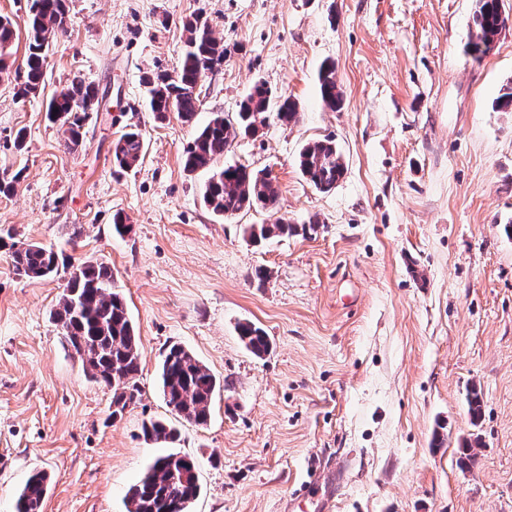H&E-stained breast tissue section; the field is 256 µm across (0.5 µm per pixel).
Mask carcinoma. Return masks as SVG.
Masks as SVG:
<instances>
[{"label":"carcinoma","mask_w":512,"mask_h":512,"mask_svg":"<svg viewBox=\"0 0 512 512\" xmlns=\"http://www.w3.org/2000/svg\"><path fill=\"white\" fill-rule=\"evenodd\" d=\"M27 59L25 80L16 93L37 92L43 82L44 63L50 44L46 35L57 38L68 20L67 0H28ZM508 16L501 0H476L472 16L474 34L465 52L490 47L506 27ZM188 33L175 74L160 72L147 81L150 110L158 120L175 112L187 124L195 123L200 106L193 92L200 78L224 65V44L212 30L194 17L182 22ZM15 39L9 18L0 16V61L9 54ZM318 86L322 103L331 110L342 106L343 98L331 61L321 64ZM98 103L96 91L80 79L55 92L47 109L48 120L63 130L64 147L76 150L83 142V128L88 113ZM273 112L283 122L297 118V104L274 93L257 80L231 114L217 112L197 132L184 152V170L189 173L209 172L204 183L202 201L215 216L229 219L243 211L276 209L278 189L263 171L244 165L215 167L224 157L230 142L240 134L255 131L257 118ZM146 144L138 128L124 131L112 154L113 165L120 170L136 167L144 158ZM306 179L319 191L327 193L344 176L346 165L336 143L327 138L305 145L298 158ZM319 223L310 221L300 227L278 221L274 224H244L243 237L261 244L275 237L294 236L298 231L317 232ZM0 248L11 254L15 273L32 280H65L57 308L51 313L52 323L62 329L66 344L82 362L89 379L112 388V415L117 416L140 396L137 376L140 371L139 336L128 314L125 298L114 285L112 269L104 263L82 262L77 265L50 246L0 236ZM238 336L254 355H264L270 347L264 330L251 323L237 326ZM159 384L169 408L183 421L204 426L210 416L214 393L219 383L214 374L184 346L174 343L162 354ZM471 419L478 420L482 397L477 385H471L467 397ZM149 441L173 443L179 440L177 427L162 420L143 424ZM51 476L43 471L32 473L16 498L15 512H42ZM201 491L198 464L188 455L170 453L156 458L126 495L127 512H190L191 504Z\"/></svg>","instance_id":"1"}]
</instances>
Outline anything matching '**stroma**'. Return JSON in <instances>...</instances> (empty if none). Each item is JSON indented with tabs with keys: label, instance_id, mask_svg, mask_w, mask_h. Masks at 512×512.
<instances>
[{
	"label": "stroma",
	"instance_id": "1",
	"mask_svg": "<svg viewBox=\"0 0 512 512\" xmlns=\"http://www.w3.org/2000/svg\"><path fill=\"white\" fill-rule=\"evenodd\" d=\"M39 94L13 87L26 61L27 0H0L16 39L0 71V229L73 263L112 269L139 331L141 396L112 417L50 321L56 280L15 275L0 249V512L41 470L42 512H126V493L157 456L199 464L192 512H288L310 471L335 479L334 512H512V112L493 104L512 80V23L481 59L464 48L474 0H69ZM226 48L203 81L195 126L154 119L145 75L173 72L188 16ZM336 65L340 109L317 72ZM80 77L102 102L72 153L46 104ZM298 104L234 139L223 161L271 175L275 212L216 218L206 172L184 171L196 125L236 111L255 80ZM138 127L147 151L120 171L113 145ZM24 148H16L18 130ZM332 138L346 172L323 193L297 158ZM132 231L113 235V215ZM312 235L255 245L244 224L276 218ZM271 341L257 357L238 323ZM179 343L217 378L211 417L178 421L158 383ZM480 385L471 424L466 393ZM177 423L173 443L144 422ZM479 435L475 465L459 438Z\"/></svg>",
	"mask_w": 512,
	"mask_h": 512
}]
</instances>
